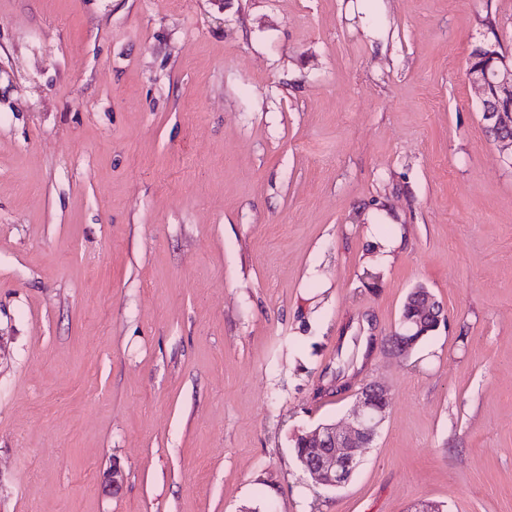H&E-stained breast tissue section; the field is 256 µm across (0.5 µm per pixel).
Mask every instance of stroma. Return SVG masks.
Here are the masks:
<instances>
[{"label":"stroma","mask_w":512,"mask_h":512,"mask_svg":"<svg viewBox=\"0 0 512 512\" xmlns=\"http://www.w3.org/2000/svg\"><path fill=\"white\" fill-rule=\"evenodd\" d=\"M493 41L512 0H0V512H512ZM372 381L315 486L296 437ZM498 51L506 55L498 44ZM496 45H481L470 58L468 79L480 96L482 121L494 133L505 161L512 163V60ZM478 56V58H476ZM482 61L475 64V61ZM407 303L411 305V311L409 318L402 317L401 321L403 334L394 333V335L391 336V341L395 336H398V343L402 345L400 342V336H410L411 340L414 342L418 336H422L413 344L410 350L411 352L420 341L432 335L434 332L430 331L428 333L429 330L422 331V329L427 328L428 326L435 327V330H437L442 323L445 324L446 316L444 314L441 303L438 301L436 296L425 286L422 288H413L410 291V297ZM414 334L419 335L412 336ZM388 402L387 387L371 382L358 392L346 426L320 424L302 435L309 454L301 457V466L316 485L335 489L349 481L386 417Z\"/></svg>","instance_id":"35a3bbf8"}]
</instances>
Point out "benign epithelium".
<instances>
[{"instance_id": "benign-epithelium-1", "label": "benign epithelium", "mask_w": 512, "mask_h": 512, "mask_svg": "<svg viewBox=\"0 0 512 512\" xmlns=\"http://www.w3.org/2000/svg\"><path fill=\"white\" fill-rule=\"evenodd\" d=\"M467 75L480 96L484 126L494 133L495 143L511 164L512 59L501 56L497 46L484 44L470 58ZM408 303L411 311L402 319L403 335L424 336V328L446 322L441 303L427 287L413 288ZM388 402L387 387L371 382L358 392L346 426L320 424L303 434L307 454L301 457V466L316 485L335 489L349 481L386 417Z\"/></svg>"}]
</instances>
